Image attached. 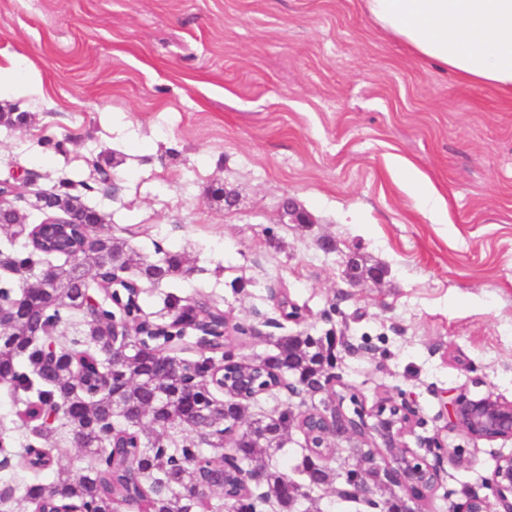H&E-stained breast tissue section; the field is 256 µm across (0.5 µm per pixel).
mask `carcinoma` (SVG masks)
I'll list each match as a JSON object with an SVG mask.
<instances>
[{
  "instance_id": "1",
  "label": "carcinoma",
  "mask_w": 512,
  "mask_h": 512,
  "mask_svg": "<svg viewBox=\"0 0 512 512\" xmlns=\"http://www.w3.org/2000/svg\"><path fill=\"white\" fill-rule=\"evenodd\" d=\"M80 248L78 259L55 266L49 282L25 288L0 282L5 294L20 300L21 321L0 337V385L20 403L24 429L14 463L0 461L10 481L4 505L12 512L76 506L81 512H115L117 501L141 503L148 512H261L276 502L280 512H293L299 500L311 499L312 488L331 485L334 472H306L308 484L269 467L266 457L284 447L288 433L301 427L299 416L286 407L273 416L244 421L248 402L224 403L214 395L206 373L223 369L224 380L240 371L227 358L226 336L211 334L195 342L200 357L188 362L178 355L184 327L176 324L157 335L141 320L138 302L120 290L123 307L107 306L102 318L76 341H56L46 351L40 338L57 330L67 315L82 310L88 288L85 275L98 270L106 257L122 262L138 283L155 282L184 270L179 254L165 253L149 261L127 242L103 232L89 239L72 229L64 239L48 235L38 248L0 249V265L37 271L44 258L64 248ZM120 317L147 331L113 345L112 318ZM275 351L258 360L256 393L284 386L288 377L305 392L322 393L325 366L332 347L312 336H281ZM52 362L46 363L47 356ZM75 433V443L90 466L74 474L54 460L58 426ZM235 449V470L263 472L260 492L224 477L226 444ZM55 470L46 485L43 475Z\"/></svg>"
}]
</instances>
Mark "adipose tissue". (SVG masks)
<instances>
[{
  "label": "adipose tissue",
  "instance_id": "obj_1",
  "mask_svg": "<svg viewBox=\"0 0 512 512\" xmlns=\"http://www.w3.org/2000/svg\"><path fill=\"white\" fill-rule=\"evenodd\" d=\"M387 37L470 85L512 93V0H362Z\"/></svg>",
  "mask_w": 512,
  "mask_h": 512
}]
</instances>
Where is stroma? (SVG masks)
Instances as JSON below:
<instances>
[{
	"label": "stroma",
	"instance_id": "stroma-1",
	"mask_svg": "<svg viewBox=\"0 0 512 512\" xmlns=\"http://www.w3.org/2000/svg\"><path fill=\"white\" fill-rule=\"evenodd\" d=\"M15 64L0 112L30 122L0 124V175L70 181L146 259L183 254L180 276L143 284L144 314H167L171 293L223 309L256 330L228 343L247 360L284 335L335 336L345 413L407 403L405 443L441 469L412 512L491 498L512 438L447 431L446 405L512 401V96L382 36L361 0H0V68ZM401 160L446 223L421 211ZM286 195L311 223H281ZM354 254L383 281L351 286ZM283 291L300 321L281 317ZM402 175L412 188L425 214L430 216L435 224H443L441 215L445 202L434 186L425 179L416 168L408 162H400Z\"/></svg>",
	"mask_w": 512,
	"mask_h": 512
}]
</instances>
